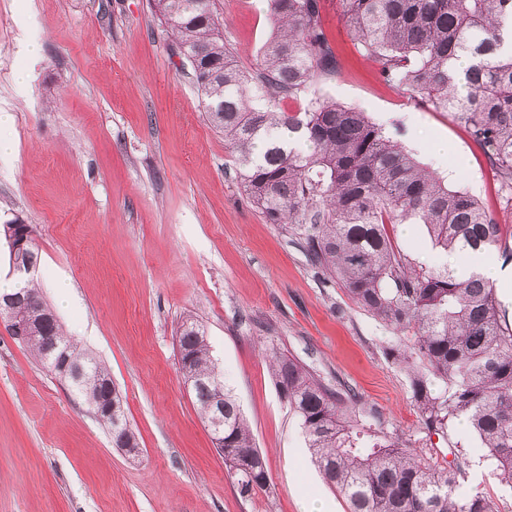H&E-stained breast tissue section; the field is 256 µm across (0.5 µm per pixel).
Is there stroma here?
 I'll list each match as a JSON object with an SVG mask.
<instances>
[{
  "mask_svg": "<svg viewBox=\"0 0 512 512\" xmlns=\"http://www.w3.org/2000/svg\"><path fill=\"white\" fill-rule=\"evenodd\" d=\"M340 72L314 95L360 107L400 136L449 186L498 223L512 207L463 123L380 79L358 53L339 0H323ZM224 39L255 69L271 33L259 0H220ZM41 50H22L30 37ZM149 0H0V222L32 229L43 300L64 333L104 363L142 448L125 455L69 382L44 368L0 322V512H330L348 503L322 479L272 376L267 351L292 357L332 389L361 398L359 417L445 464L442 436L421 425L393 333L311 264L300 230L268 223L247 197L223 137L203 119L190 67ZM29 74L19 90L16 72ZM448 142L444 162L430 155ZM416 263L439 265L423 225L390 228ZM75 301L60 306L57 276ZM202 324L264 454L268 483L241 495L178 364L186 317ZM460 484L512 512V487L491 472L468 429Z\"/></svg>",
  "mask_w": 512,
  "mask_h": 512,
  "instance_id": "obj_1",
  "label": "stroma"
}]
</instances>
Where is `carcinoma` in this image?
Instances as JSON below:
<instances>
[{
	"label": "carcinoma",
	"mask_w": 512,
	"mask_h": 512,
	"mask_svg": "<svg viewBox=\"0 0 512 512\" xmlns=\"http://www.w3.org/2000/svg\"><path fill=\"white\" fill-rule=\"evenodd\" d=\"M192 67L204 114L224 137L250 201L271 224L307 227L310 262L336 278L346 296L395 334L386 354L405 371L424 428L453 441L465 419L494 475L512 484V324L481 276L457 277L448 265L423 267L395 248L387 225L422 224L443 254L489 252L501 225L471 194L451 188L363 110L310 95L336 77L338 61L321 0H270L272 33L255 70L224 43L216 0H152ZM357 50L382 81L468 128L498 179L512 185V0H341ZM469 61L462 74L450 62ZM302 102L281 111L276 100ZM263 149H257V144ZM15 315L40 363L58 375L56 357L102 384L72 385L91 409L123 404L105 386L107 367L66 336L39 293L20 284ZM180 367L203 376L199 410L224 404V462L240 492L266 486L268 472L239 405L210 355L205 332L188 319L178 336ZM271 371L299 420L312 462L350 512H497L478 492L460 491L464 450L440 466L385 431L350 417L359 397H341L298 361L271 356ZM111 426L117 448H136L124 422Z\"/></svg>",
	"instance_id": "cac0c4a2"
}]
</instances>
